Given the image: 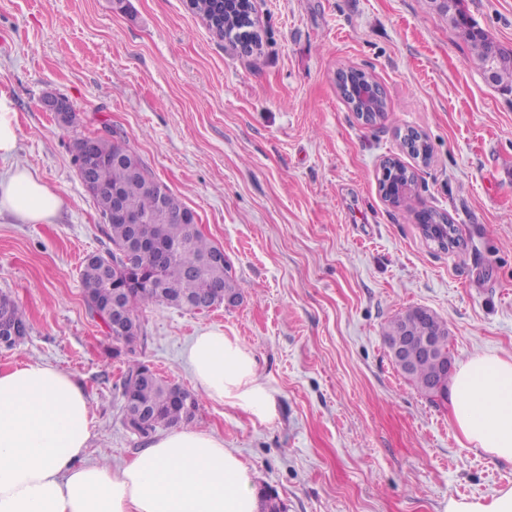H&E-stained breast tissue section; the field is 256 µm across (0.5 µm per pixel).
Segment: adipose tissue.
<instances>
[{
  "instance_id": "adipose-tissue-1",
  "label": "adipose tissue",
  "mask_w": 512,
  "mask_h": 512,
  "mask_svg": "<svg viewBox=\"0 0 512 512\" xmlns=\"http://www.w3.org/2000/svg\"><path fill=\"white\" fill-rule=\"evenodd\" d=\"M62 207L37 171L0 178V215L49 224ZM185 358L208 398L262 422L274 417V392L238 340L199 331ZM450 394L466 443L512 462V357L471 356ZM92 432L90 398L74 375L37 361L0 371V512H257L250 468L206 432L176 428L117 469L89 458Z\"/></svg>"
}]
</instances>
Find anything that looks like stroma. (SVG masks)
Listing matches in <instances>:
<instances>
[{"label": "stroma", "mask_w": 512, "mask_h": 512, "mask_svg": "<svg viewBox=\"0 0 512 512\" xmlns=\"http://www.w3.org/2000/svg\"><path fill=\"white\" fill-rule=\"evenodd\" d=\"M263 55L212 34L186 0H0V93L19 123L9 167L35 169L64 201L50 224L0 219V294L30 330L0 348V371L39 361L92 396L89 457L118 467L146 443L123 423L120 380L143 361L187 389L192 337L235 336L276 392L261 422L201 398L192 428L251 468L286 512H441L451 497L512 487V463L468 447L449 395L417 392L391 358L385 325L424 307L447 325L454 363L512 357V92L489 84L430 0H252ZM512 49V0H463ZM374 76L388 117L365 126L338 69ZM79 117L58 124L41 99ZM122 130L153 176L223 247L238 306L155 304L143 339L112 356L80 270L112 243L73 162L77 138ZM427 134L412 211L379 190L381 165L410 163L401 136ZM457 229L438 249L416 212Z\"/></svg>", "instance_id": "1"}]
</instances>
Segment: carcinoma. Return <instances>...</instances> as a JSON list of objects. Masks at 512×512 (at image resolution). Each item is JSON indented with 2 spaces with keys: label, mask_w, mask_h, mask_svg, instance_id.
<instances>
[{
  "label": "carcinoma",
  "mask_w": 512,
  "mask_h": 512,
  "mask_svg": "<svg viewBox=\"0 0 512 512\" xmlns=\"http://www.w3.org/2000/svg\"><path fill=\"white\" fill-rule=\"evenodd\" d=\"M438 9L448 15V23L466 45L470 60L483 70H493L495 85L511 89L512 50L477 28L462 10L461 0H442ZM252 11L251 0H196V12L209 21V30L232 42L238 41L239 34L249 33ZM403 144L423 164L431 160V145L423 132L409 130ZM87 153L94 156L95 164L82 184L106 223L112 251L88 257L82 266L81 282L89 310L100 318L113 340L120 341V334L112 323V309L106 304L119 290L124 295L118 306L136 318L142 309L157 303L193 311L201 298L217 303L227 291L243 293L229 265L211 261L216 245L185 221V203L152 177L127 136L111 129L100 137L77 139L74 159ZM384 169L387 175L379 180V187L385 200L395 208L413 210L417 172L393 158L385 162ZM5 326L25 336L29 333L23 312L1 294L0 328ZM424 336L437 338L442 349H448V327L433 313L425 317L418 309L410 308L384 328L386 341ZM410 361L412 368L405 376L422 395L442 393L448 388L450 370L445 363L420 356ZM168 385L160 377L134 387L133 398L147 410L149 419L140 437L149 440L160 428L186 425L194 419L199 397L193 396L190 403L180 401Z\"/></svg>",
  "instance_id": "carcinoma-1"
}]
</instances>
